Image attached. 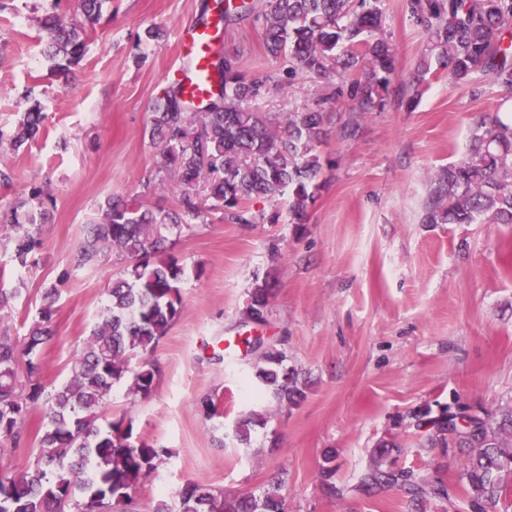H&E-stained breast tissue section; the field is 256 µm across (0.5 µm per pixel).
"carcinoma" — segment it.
Wrapping results in <instances>:
<instances>
[{
  "mask_svg": "<svg viewBox=\"0 0 512 512\" xmlns=\"http://www.w3.org/2000/svg\"><path fill=\"white\" fill-rule=\"evenodd\" d=\"M104 0H79L83 21L66 24L55 12L42 18L46 34L43 54L65 77L86 51L85 26L95 24ZM410 16L428 35L419 75L448 72L456 84L496 85L512 100V0H408ZM266 53L288 58V79L309 74L323 81L325 93L312 108L288 114L256 112L245 101L282 89L248 79L238 54L211 53L208 96L193 103L175 83L156 102L149 137L161 146L159 170L175 173L182 191L175 210L154 209L138 197L108 198L76 251L82 266L110 249L126 255L130 265L112 281L109 304L71 362L68 381L48 387L41 381V345L51 338L55 289L46 293L40 320L21 341L0 336V438L18 446L22 429L34 410L47 419L40 454L30 471L0 473V512H129V492L144 484L170 452L133 434V421L121 417L97 425L112 387L129 380V391L142 398L155 388L156 369L147 360L182 310L180 284L185 268L170 256L158 258L166 236L162 230L203 217L198 187L210 208L224 219L254 224L247 207L255 199L275 200L288 194L290 221L301 224L315 201L323 168L318 148L325 136L327 113L322 106L335 100L328 93L336 78L353 77V112H374L384 105L397 58L383 35L381 0H263ZM45 116L35 103L9 136L18 148L35 138ZM426 224H512V114L495 112L474 122L466 159L442 169L430 189ZM41 247L31 232L15 238L13 260L25 266ZM272 283H255L246 318L264 321ZM262 350L257 378L280 403L298 404L304 391L294 372L284 368V352L249 342ZM143 358L132 370V356ZM25 365L28 383L20 386L18 368ZM428 447L467 449L463 479L469 487L471 512L501 502L512 508V489L502 474L512 472V406L494 413L472 412V426L448 431L443 414L415 416ZM336 453L324 456L322 486L336 496ZM371 488L398 486L412 502L449 498L448 487L418 480L410 470L375 463L364 479ZM180 512H283L277 491L234 497L204 485L188 483L178 490Z\"/></svg>",
  "mask_w": 512,
  "mask_h": 512,
  "instance_id": "carcinoma-1",
  "label": "carcinoma"
}]
</instances>
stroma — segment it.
I'll use <instances>...</instances> for the list:
<instances>
[{
  "label": "stroma",
  "mask_w": 512,
  "mask_h": 512,
  "mask_svg": "<svg viewBox=\"0 0 512 512\" xmlns=\"http://www.w3.org/2000/svg\"><path fill=\"white\" fill-rule=\"evenodd\" d=\"M215 0H105L88 30L87 52L67 78L41 54L38 22L55 10L79 18L77 0H0V131L41 104L46 120L20 149L0 145V208L19 200L49 218L34 224L42 248L29 267L12 260L17 229L0 226V289L14 293L0 314V335L27 336L39 319L46 289H56L54 337L40 350L43 380L69 378L113 279L127 256L107 250L80 266L76 249L108 196L143 198L164 209L178 205L176 177L156 180L158 145L146 136L152 109L177 79L178 31L199 23ZM406 0H382L384 34L399 75L384 110L349 111V80L330 113L321 147L333 164L317 180L307 220L290 223L288 198L250 203L258 224H231L221 212L169 234V252L186 268L182 311L149 360L156 387L146 398L114 385L102 411L131 418L141 439L171 456L135 492L138 512L167 500L180 508L188 482L225 494L278 488L284 512H469L459 451L428 448L413 414L467 406L493 411L512 404V224H427L423 221L437 172L464 159L471 127L496 112L492 84L478 91L447 74L416 75L427 36L405 10ZM156 27L160 39L147 38ZM219 48L240 55L252 79L283 78L288 64L263 47L262 23L248 17L223 28ZM318 79L300 75L253 101L259 112L288 113L311 105ZM355 122V137L342 126ZM277 222H269V215ZM274 284L263 323L245 318L255 280ZM286 351L305 391L299 404L272 393L252 400L258 351L248 338ZM217 412L199 413L200 398ZM260 414L248 443L234 430ZM43 416L33 411L19 447L0 448V472L33 468ZM398 448L389 463L423 481H442L446 500L413 505L400 490L364 492L361 481L381 441ZM336 453L333 480L321 486L323 456Z\"/></svg>",
  "instance_id": "1"
}]
</instances>
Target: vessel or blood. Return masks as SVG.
I'll use <instances>...</instances> for the list:
<instances>
[{
    "label": "vessel or blood",
    "instance_id": "1",
    "mask_svg": "<svg viewBox=\"0 0 512 512\" xmlns=\"http://www.w3.org/2000/svg\"><path fill=\"white\" fill-rule=\"evenodd\" d=\"M179 43L187 60L179 82L187 98L199 101L207 97L211 86L206 79L213 45L212 28L188 25L181 28Z\"/></svg>",
    "mask_w": 512,
    "mask_h": 512
}]
</instances>
